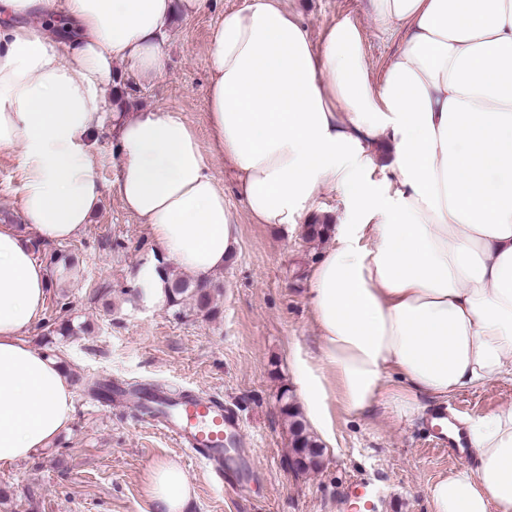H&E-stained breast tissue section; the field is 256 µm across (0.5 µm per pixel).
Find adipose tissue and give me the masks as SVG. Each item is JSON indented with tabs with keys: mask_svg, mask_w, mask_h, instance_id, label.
Masks as SVG:
<instances>
[{
	"mask_svg": "<svg viewBox=\"0 0 512 512\" xmlns=\"http://www.w3.org/2000/svg\"><path fill=\"white\" fill-rule=\"evenodd\" d=\"M206 3L0 0V150L19 152L23 221L41 241L76 237L109 190L167 262L198 279L223 271L239 230L194 130L164 109L99 106L113 64L162 75L175 13ZM366 3L402 34L377 82L349 18L316 43L282 0L223 14L208 46L212 149L252 223H300L324 191L344 204L309 274L320 366L300 387L317 426L329 374L346 413L380 402L406 420L422 397L512 379V0ZM108 125L120 174L106 188L93 150ZM48 284L26 236L1 226V466L73 417L58 360L24 339ZM466 425L468 458L430 488L431 512H512V403ZM146 491L157 512H184L195 494L172 460Z\"/></svg>",
	"mask_w": 512,
	"mask_h": 512,
	"instance_id": "1",
	"label": "adipose tissue"
}]
</instances>
